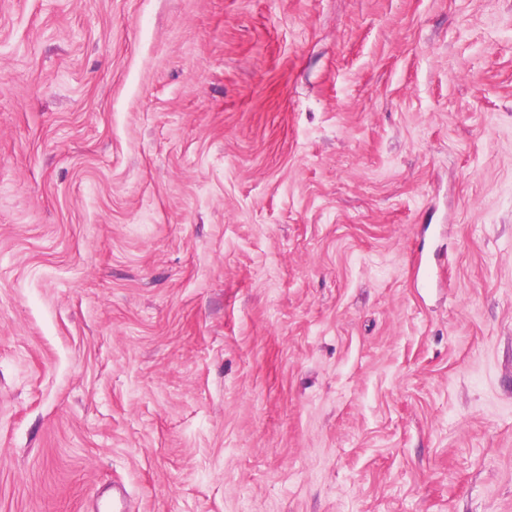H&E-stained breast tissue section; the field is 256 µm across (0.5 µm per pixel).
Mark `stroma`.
<instances>
[{"label": "stroma", "mask_w": 512, "mask_h": 512, "mask_svg": "<svg viewBox=\"0 0 512 512\" xmlns=\"http://www.w3.org/2000/svg\"><path fill=\"white\" fill-rule=\"evenodd\" d=\"M512 512V0H0V512Z\"/></svg>", "instance_id": "stroma-1"}]
</instances>
